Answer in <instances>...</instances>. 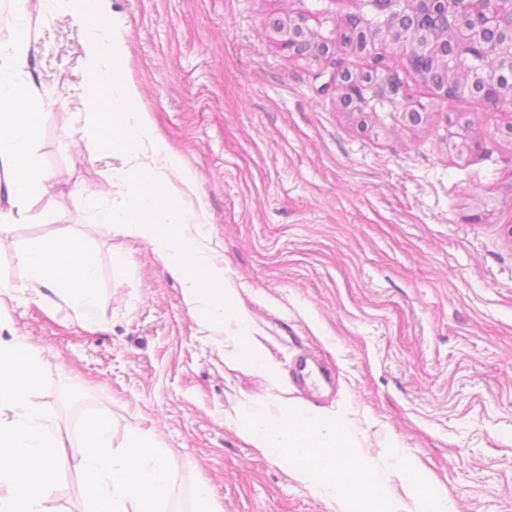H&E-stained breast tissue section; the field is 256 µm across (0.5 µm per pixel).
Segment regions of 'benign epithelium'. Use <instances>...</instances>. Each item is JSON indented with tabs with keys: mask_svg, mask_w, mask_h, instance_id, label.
<instances>
[{
	"mask_svg": "<svg viewBox=\"0 0 512 512\" xmlns=\"http://www.w3.org/2000/svg\"><path fill=\"white\" fill-rule=\"evenodd\" d=\"M358 7L355 28L348 43L328 42L308 25L309 16L299 14L283 24L278 33L282 44L317 62L343 47L352 52H371L372 65L363 72L336 70L324 88H337L351 97L358 115L375 122H421L426 106L396 82L383 50L402 49L405 64L417 77L425 76L424 64L441 62L453 77L440 89L447 100L462 94L477 95L496 108L511 98L503 80H512V0H391V11L375 20L376 0H351ZM448 21L441 37L420 23L418 5ZM467 46L472 57L490 55L493 64L460 65L455 49Z\"/></svg>",
	"mask_w": 512,
	"mask_h": 512,
	"instance_id": "7a95c632",
	"label": "benign epithelium"
}]
</instances>
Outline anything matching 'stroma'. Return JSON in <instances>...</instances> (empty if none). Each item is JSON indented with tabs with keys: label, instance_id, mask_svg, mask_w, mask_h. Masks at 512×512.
<instances>
[{
	"label": "stroma",
	"instance_id": "35a3bbf8",
	"mask_svg": "<svg viewBox=\"0 0 512 512\" xmlns=\"http://www.w3.org/2000/svg\"><path fill=\"white\" fill-rule=\"evenodd\" d=\"M353 10L351 0L108 3L140 104L198 187L207 256L231 279L264 370L202 326L149 244L98 226L89 204L125 201L129 159L85 148L74 17H26L27 71L46 87L36 149L55 179L32 201V220L0 236V279L18 287L0 339L41 353L49 385L32 399L67 442L79 445L89 412L111 417L113 444L134 429L153 434L173 471L167 512H191L201 482L223 512H337L330 493L235 426L259 404L300 400L290 367L302 348L336 377L316 409L353 421L398 512L430 508L405 490L406 460L449 512H512V137L496 133L512 106L443 100L390 49L387 64L427 121L361 124L275 29L308 12L330 41ZM459 116L470 142L453 149ZM65 229L97 252L93 332L22 289L21 253Z\"/></svg>",
	"mask_w": 512,
	"mask_h": 512
}]
</instances>
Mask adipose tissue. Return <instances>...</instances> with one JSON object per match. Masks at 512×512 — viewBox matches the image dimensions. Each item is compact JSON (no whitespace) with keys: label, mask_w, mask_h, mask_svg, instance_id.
I'll return each mask as SVG.
<instances>
[{"label":"adipose tissue","mask_w":512,"mask_h":512,"mask_svg":"<svg viewBox=\"0 0 512 512\" xmlns=\"http://www.w3.org/2000/svg\"><path fill=\"white\" fill-rule=\"evenodd\" d=\"M28 2L13 0L17 22L10 38L0 42V234L28 220L31 201L47 194L53 179L35 147L44 114L41 92L25 72L31 33L22 19ZM21 261L31 295L51 311L67 308L84 325L96 326L97 260L82 237L63 231L43 238ZM237 430L255 447L286 460L304 484L332 490L339 512H372L385 493L383 478L359 452L346 420L291 401L273 412H245Z\"/></svg>","instance_id":"adipose-tissue-1"}]
</instances>
